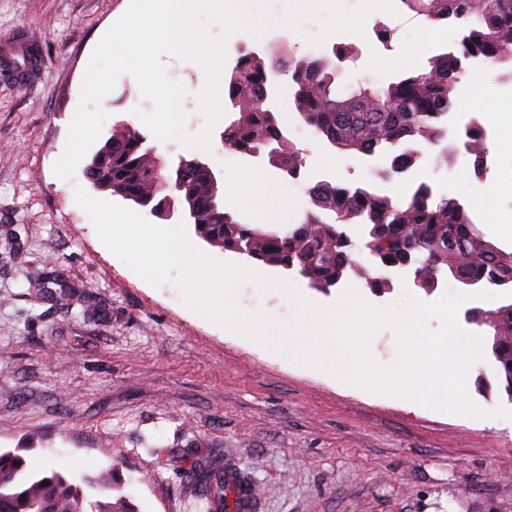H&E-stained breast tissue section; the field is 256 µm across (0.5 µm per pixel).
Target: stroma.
Wrapping results in <instances>:
<instances>
[{
  "instance_id": "stroma-1",
  "label": "stroma",
  "mask_w": 512,
  "mask_h": 512,
  "mask_svg": "<svg viewBox=\"0 0 512 512\" xmlns=\"http://www.w3.org/2000/svg\"><path fill=\"white\" fill-rule=\"evenodd\" d=\"M130 0H0V40L27 31L41 52L31 89L0 77V452L21 449L44 459L43 473L73 479L116 473L138 512H207L187 470L217 462L248 471L256 487L252 512H512V410L489 358L469 371L470 398L487 410L463 417L368 392L339 381L290 352L263 347L187 308L178 287H153L101 242L77 205L70 183L53 167L64 152L92 52L127 11ZM377 22L393 27L389 44L374 34H316L326 11L308 8L300 39L272 28L261 37L228 39L223 73L248 51L289 47L318 57L337 45H357L342 65V84L387 86L402 76L396 57L413 33L396 4ZM168 76L186 96L185 130L202 131L198 95L206 83L193 61L164 56ZM103 130L123 121L145 125L151 104L136 80L118 77L103 97ZM275 110L305 161L298 190L321 180L375 184L425 182L436 194L477 205L495 190L484 224L487 240L512 248V138L497 136L490 152L496 174L475 177L472 155L436 166L435 148L399 180H380L384 157L340 154L300 122L288 89ZM375 292L353 277L349 286L369 303L424 302L468 288L445 279L433 292L416 288L404 271ZM263 282L238 289L252 316L295 317L299 301L333 305L341 288L321 293L301 286L299 299L271 297Z\"/></svg>"
}]
</instances>
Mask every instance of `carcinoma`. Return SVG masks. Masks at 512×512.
<instances>
[{
    "label": "carcinoma",
    "mask_w": 512,
    "mask_h": 512,
    "mask_svg": "<svg viewBox=\"0 0 512 512\" xmlns=\"http://www.w3.org/2000/svg\"><path fill=\"white\" fill-rule=\"evenodd\" d=\"M416 17L429 22L460 23L455 49L430 58L420 72L382 88L339 85L340 63L351 50L333 49V57L286 58L287 49L243 54L228 81L224 144L234 152L280 170L298 180L301 152L289 139L269 103L271 91L288 73L302 123L329 146L361 157L382 156L387 166L379 177L405 173L421 157L423 143L440 147L436 165L450 162L448 113L456 108L454 90L465 66L481 58L497 70V79L512 82V0H401ZM474 156L473 174H483L487 147L482 120L474 118L463 133ZM86 178L108 191L166 219L180 212L196 235L212 247L250 261L296 273L308 286L327 293L349 274L367 287H389L385 273L413 269V284L426 292L448 277L465 286L512 285V251L488 241L479 215L460 199L438 197L427 183L396 201L372 185L338 186L320 181L307 187L311 208L298 224L284 228L248 224L224 207L219 178L198 156L168 163L148 137L125 123L112 126L92 156ZM363 228L361 243L349 234ZM363 252L371 267L355 254ZM484 334L495 376L512 398V302L493 312H468ZM209 512H224L229 485L224 468L214 464L193 473ZM117 486L109 475H85L75 483L59 471L25 474L24 459L0 453V512H135L118 494L89 499L85 489Z\"/></svg>",
    "instance_id": "cac0c4a2"
}]
</instances>
